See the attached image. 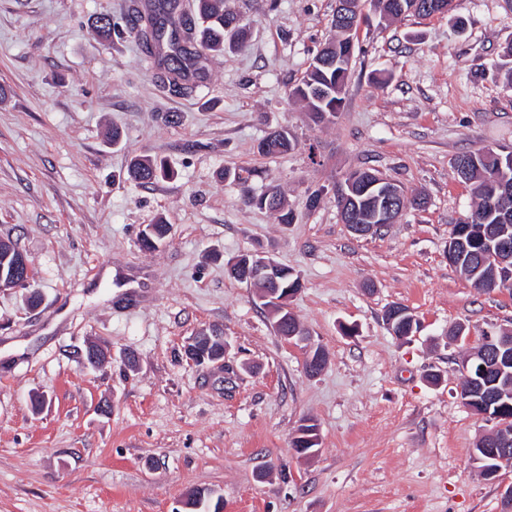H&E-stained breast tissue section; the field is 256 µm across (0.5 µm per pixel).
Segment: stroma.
Here are the masks:
<instances>
[{"label":"stroma","mask_w":512,"mask_h":512,"mask_svg":"<svg viewBox=\"0 0 512 512\" xmlns=\"http://www.w3.org/2000/svg\"><path fill=\"white\" fill-rule=\"evenodd\" d=\"M224 6L250 36L182 97L161 89L127 0H0V239L33 262L29 288H0V512H176L197 489L224 512H502L512 468L481 476L473 448L492 425L459 385L482 334L512 329V289L472 287L447 247L475 201L455 158L512 151V0L369 14L343 109L322 125L292 90L336 35V0ZM100 15L119 25L111 41ZM274 130L291 148L260 155ZM142 155L169 176L131 181ZM361 169L426 206L354 235L336 193ZM246 187L279 190L292 223ZM160 219L169 236L142 250ZM244 253L299 276L288 309L326 354L319 374L231 276ZM395 303L414 337L388 330ZM210 327L224 360L195 366L184 348ZM90 344L107 351L96 368ZM308 421L320 443L303 458Z\"/></svg>","instance_id":"35a3bbf8"}]
</instances>
